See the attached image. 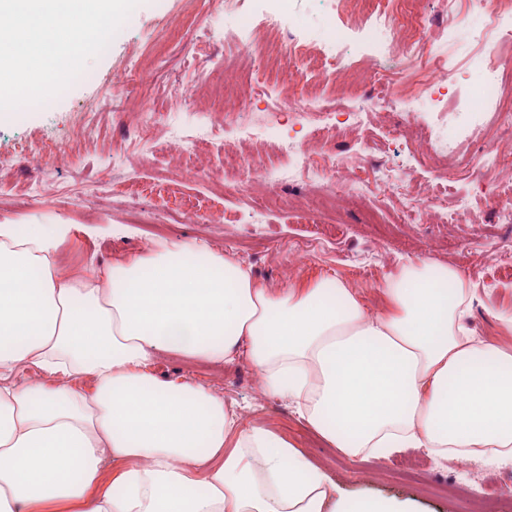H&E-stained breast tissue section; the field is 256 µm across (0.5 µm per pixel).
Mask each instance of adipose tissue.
I'll list each match as a JSON object with an SVG mask.
<instances>
[{"label":"adipose tissue","instance_id":"ef3b65f1","mask_svg":"<svg viewBox=\"0 0 512 512\" xmlns=\"http://www.w3.org/2000/svg\"><path fill=\"white\" fill-rule=\"evenodd\" d=\"M73 231L0 222V512H412L344 495L211 388L160 378L169 351L247 355L354 463L512 462V346L473 336L476 290L453 267L408 261L372 315L338 280L272 293L195 239L66 273Z\"/></svg>","mask_w":512,"mask_h":512}]
</instances>
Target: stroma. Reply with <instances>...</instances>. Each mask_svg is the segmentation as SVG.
<instances>
[{
    "instance_id": "stroma-1",
    "label": "stroma",
    "mask_w": 512,
    "mask_h": 512,
    "mask_svg": "<svg viewBox=\"0 0 512 512\" xmlns=\"http://www.w3.org/2000/svg\"><path fill=\"white\" fill-rule=\"evenodd\" d=\"M260 0H240L247 27L225 29L216 19L214 0H140L111 41L109 52L90 59V81L74 80L47 107H24L0 113V222L15 224H92L97 236L75 233L68 247L73 264L94 259L99 265L134 255H147L154 240L198 239L250 268L253 277L272 292L333 277L354 289L370 313L382 303L377 288L408 260L424 259L455 267L477 290L468 316L476 336L489 341L507 335L498 316L512 312V223L499 221L497 200L474 172L472 159L497 142L512 149V129L488 121L465 142L458 161L434 167L415 162L406 142L415 133L400 107L370 113L355 129L337 123L326 134L324 152L339 153L347 177L365 185L362 200L343 196L335 210L316 211L310 195L321 188L306 173L276 185L262 181L233 183L224 179V152L197 143L187 134L183 143L169 136L171 123L182 114L169 103L171 86L191 82L198 91L186 104L189 112L211 117V134L243 147L238 139L243 113L267 118L277 115L289 138L302 146L315 141L305 123L287 109L275 108L280 88L289 96L316 93L326 110L348 105L334 79L316 82L287 71L253 69L243 54L246 44L262 45ZM413 10L427 13L426 45L449 49L444 18L448 9L465 15L464 0H414ZM290 11L313 22L329 19L360 39L372 23L370 10L348 14L336 0H289ZM206 44L221 63L198 58L193 47ZM483 44L452 50L460 70H467L470 53ZM126 83L114 87L116 73ZM155 113L147 134L136 128L140 111ZM86 112L88 125H75L73 114ZM52 138L57 151L18 157V142ZM380 147L387 163L410 169L403 194L376 183L360 169L358 149ZM43 190L31 191L33 175ZM435 194L442 211L458 198L469 207L457 223H443L440 213L408 216L406 196ZM256 223H246L248 215ZM158 376L189 375L223 395L243 422L273 426L296 442L312 464L325 469L351 497L393 498L411 503L414 512H475V494L512 478V463L491 466L477 460L439 461L422 456L426 485L398 478L404 453L390 458L350 462L306 428L288 402L266 396L256 385L257 372L247 358L222 366L193 363L181 355L161 354ZM470 478L474 496L451 499L437 486L458 477Z\"/></svg>"
}]
</instances>
